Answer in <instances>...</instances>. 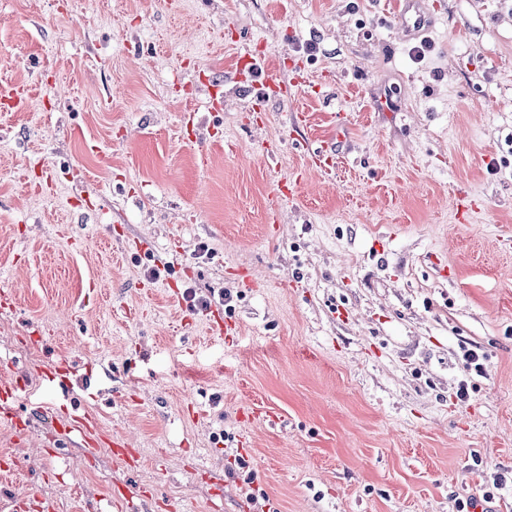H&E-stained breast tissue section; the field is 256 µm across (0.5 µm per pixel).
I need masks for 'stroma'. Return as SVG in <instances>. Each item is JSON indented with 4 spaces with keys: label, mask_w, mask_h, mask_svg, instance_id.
I'll return each mask as SVG.
<instances>
[{
    "label": "stroma",
    "mask_w": 512,
    "mask_h": 512,
    "mask_svg": "<svg viewBox=\"0 0 512 512\" xmlns=\"http://www.w3.org/2000/svg\"><path fill=\"white\" fill-rule=\"evenodd\" d=\"M391 2L0 0V81L33 101L0 112V381L96 379L0 423V512H512V0H419L421 60ZM247 53L309 80L252 111ZM177 288L230 292L234 339ZM71 413L139 466L57 453ZM71 373V369L63 366V363H52L41 385L54 396L56 401H71L73 393Z\"/></svg>",
    "instance_id": "35a3bbf8"
}]
</instances>
